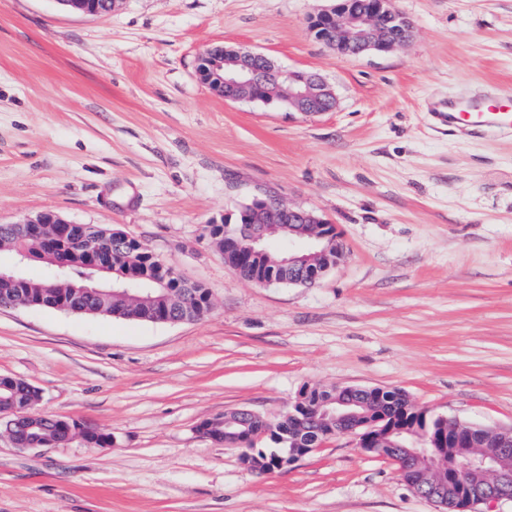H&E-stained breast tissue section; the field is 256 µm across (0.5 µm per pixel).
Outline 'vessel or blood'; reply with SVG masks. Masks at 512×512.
Returning a JSON list of instances; mask_svg holds the SVG:
<instances>
[{"label": "vessel or blood", "instance_id": "vessel-or-blood-1", "mask_svg": "<svg viewBox=\"0 0 512 512\" xmlns=\"http://www.w3.org/2000/svg\"><path fill=\"white\" fill-rule=\"evenodd\" d=\"M439 126L452 132L479 135L512 133V96L474 97L461 94L434 109Z\"/></svg>", "mask_w": 512, "mask_h": 512}]
</instances>
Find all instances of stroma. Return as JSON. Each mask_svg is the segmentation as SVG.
Listing matches in <instances>:
<instances>
[{
	"instance_id": "35a3bbf8",
	"label": "stroma",
	"mask_w": 512,
	"mask_h": 512,
	"mask_svg": "<svg viewBox=\"0 0 512 512\" xmlns=\"http://www.w3.org/2000/svg\"><path fill=\"white\" fill-rule=\"evenodd\" d=\"M392 4L412 40L341 56L309 29L326 0H0V224L120 230L213 298L180 323L0 307V377L41 392L28 415L112 436L22 450L0 428V512H439L353 436L262 475L199 430L277 419L306 387L512 428V137L430 111L512 88V0ZM218 44L320 73L336 109L225 100L198 75ZM260 194L326 217L343 262L310 287L237 275L205 227ZM92 1L99 0H58L61 5L66 6L73 11L89 15L110 13L114 10L116 3L119 0H101L102 5L95 6L92 5Z\"/></svg>"
}]
</instances>
